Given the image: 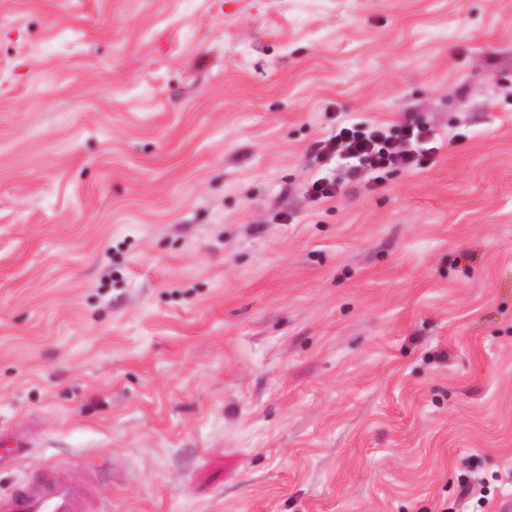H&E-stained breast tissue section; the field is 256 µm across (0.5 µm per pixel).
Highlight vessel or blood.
<instances>
[{
    "instance_id": "obj_1",
    "label": "vessel or blood",
    "mask_w": 512,
    "mask_h": 512,
    "mask_svg": "<svg viewBox=\"0 0 512 512\" xmlns=\"http://www.w3.org/2000/svg\"><path fill=\"white\" fill-rule=\"evenodd\" d=\"M89 492L86 483H63L46 471L1 494L0 512H83Z\"/></svg>"
}]
</instances>
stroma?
I'll use <instances>...</instances> for the list:
<instances>
[{
  "mask_svg": "<svg viewBox=\"0 0 512 512\" xmlns=\"http://www.w3.org/2000/svg\"><path fill=\"white\" fill-rule=\"evenodd\" d=\"M0 433L84 512L511 504L512 0H0ZM431 127L407 116L391 127L353 123L340 126L336 135L324 145L328 154L345 153L359 161L361 172L384 174L396 168H420L427 163L435 147ZM411 148V149H410Z\"/></svg>",
  "mask_w": 512,
  "mask_h": 512,
  "instance_id": "stroma-1",
  "label": "stroma"
}]
</instances>
